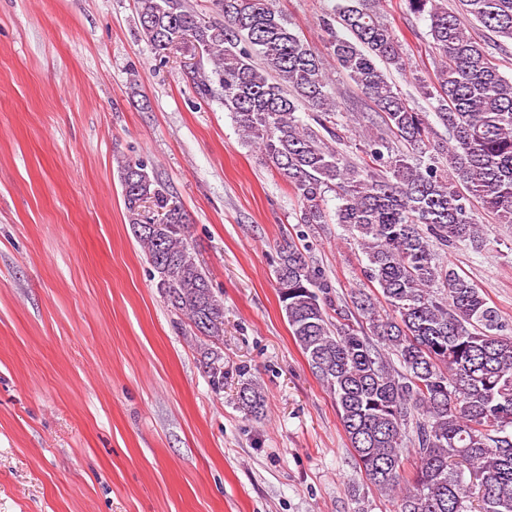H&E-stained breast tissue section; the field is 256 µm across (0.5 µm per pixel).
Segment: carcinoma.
Instances as JSON below:
<instances>
[{"instance_id": "carcinoma-1", "label": "carcinoma", "mask_w": 512, "mask_h": 512, "mask_svg": "<svg viewBox=\"0 0 512 512\" xmlns=\"http://www.w3.org/2000/svg\"><path fill=\"white\" fill-rule=\"evenodd\" d=\"M213 2L222 25L186 0H138L139 32L161 59L210 56L211 73L199 62L191 70L198 94L221 92L244 140L293 191L298 223H329L325 194L335 193L334 221L358 243L371 288L332 298L291 240L278 246L273 273L290 333L333 396L356 466L395 512H512V329L443 257L457 243L484 250L476 202L512 224V77L461 21L512 41V0H458L454 11L448 0H406L429 21L436 53L433 78L419 84L430 113L388 77L406 63L382 0H336L320 26L339 69L373 104L352 129L363 163L333 146L343 136L330 79L273 0ZM302 103L318 128L297 116ZM119 179L156 288L201 335L220 340L224 306L188 245L183 207L143 160L123 161ZM201 363L212 390L223 391L221 348L203 346ZM237 402L262 413L259 383L242 379ZM410 450L418 465L406 478Z\"/></svg>"}]
</instances>
